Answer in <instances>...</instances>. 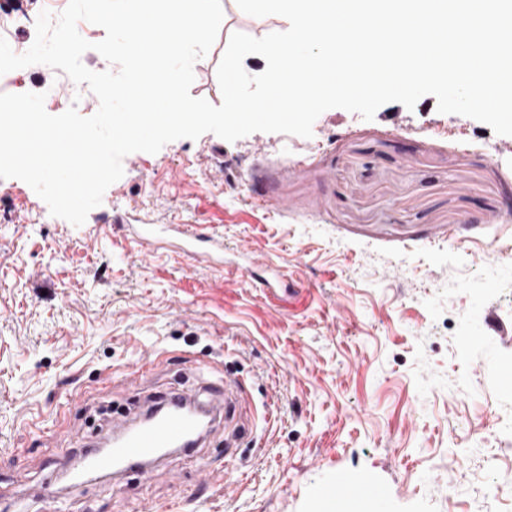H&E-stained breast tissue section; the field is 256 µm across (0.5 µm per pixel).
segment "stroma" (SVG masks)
<instances>
[{"label":"stroma","mask_w":512,"mask_h":512,"mask_svg":"<svg viewBox=\"0 0 512 512\" xmlns=\"http://www.w3.org/2000/svg\"><path fill=\"white\" fill-rule=\"evenodd\" d=\"M68 2L0 0V22L24 51L39 14ZM221 3L190 87L216 106L231 34L286 29ZM12 91L44 94L52 115L99 108L43 64ZM506 141L431 95L370 120L326 110L309 138L208 132L124 157L80 226L0 178V512H317L341 475L385 487L365 512H512L487 485L493 464L512 484ZM126 224H187L258 263L229 275L174 252L145 260ZM266 262L287 288H262ZM147 350L162 357L138 368ZM228 377L250 409L194 454L118 488L66 481L83 443L147 396L209 401Z\"/></svg>","instance_id":"35a3bbf8"}]
</instances>
